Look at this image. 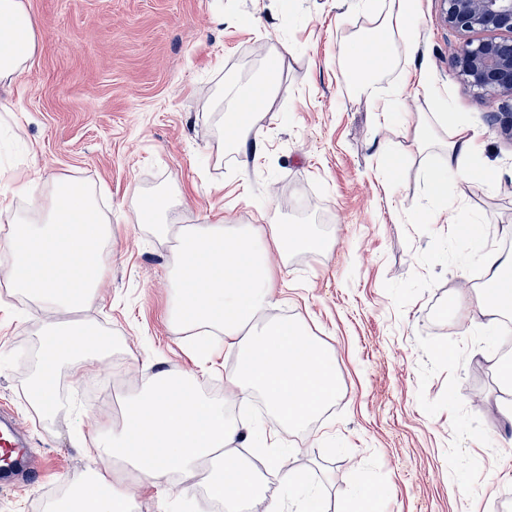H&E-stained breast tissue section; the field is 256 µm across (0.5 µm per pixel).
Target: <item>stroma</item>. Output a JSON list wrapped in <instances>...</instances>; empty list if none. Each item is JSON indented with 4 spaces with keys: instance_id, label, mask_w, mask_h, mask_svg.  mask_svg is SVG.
<instances>
[{
    "instance_id": "1",
    "label": "stroma",
    "mask_w": 512,
    "mask_h": 512,
    "mask_svg": "<svg viewBox=\"0 0 512 512\" xmlns=\"http://www.w3.org/2000/svg\"><path fill=\"white\" fill-rule=\"evenodd\" d=\"M38 29L27 68L0 86V197L27 206L20 187L76 178L102 188L112 211V259L76 318L112 334V357L57 373L75 412L42 420L25 399L39 350V304L0 283V408L27 425L43 473L9 487L0 512H46L73 476L93 466L97 418L117 395L161 370L224 387L237 355L200 372L170 321L169 242L139 221L168 190L182 191V224H306L326 249L288 256L269 317L299 321L331 353L338 394L329 414L281 435L298 482L321 512H353L370 493L385 512H497L512 497V387L500 376L501 331L478 298L482 255L512 226V136L490 120L512 101L455 75L462 37L441 0H423L417 54L428 91L390 70L397 91L377 120L343 77L346 49L372 34L356 0H26ZM289 52H281V44ZM273 95L249 118L260 156L235 151L219 122L265 77ZM444 112L477 133V182L449 179L435 194L437 150L418 151L409 123ZM479 223V238L449 235L447 217ZM455 303L444 322L434 312ZM139 487L136 512H211L199 493Z\"/></svg>"
}]
</instances>
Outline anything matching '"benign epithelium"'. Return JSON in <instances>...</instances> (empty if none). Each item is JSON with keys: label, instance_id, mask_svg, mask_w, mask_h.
I'll return each mask as SVG.
<instances>
[{"label": "benign epithelium", "instance_id": "obj_1", "mask_svg": "<svg viewBox=\"0 0 512 512\" xmlns=\"http://www.w3.org/2000/svg\"><path fill=\"white\" fill-rule=\"evenodd\" d=\"M448 26L461 34L497 31L502 36L467 39L454 68L469 87L512 100V0H442Z\"/></svg>", "mask_w": 512, "mask_h": 512}]
</instances>
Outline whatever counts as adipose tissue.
Returning <instances> with one entry per match:
<instances>
[{
    "mask_svg": "<svg viewBox=\"0 0 512 512\" xmlns=\"http://www.w3.org/2000/svg\"><path fill=\"white\" fill-rule=\"evenodd\" d=\"M361 2L382 36L349 44L353 66L345 78L382 116L391 111L394 96L380 91L370 76L395 64V43H402L411 63L404 81L429 85L426 69L413 64L422 39L421 0ZM36 49V24L25 0H0V83H11ZM413 140L417 148L439 149L443 172L477 179L471 166L479 150L476 137L466 126H448L446 113L417 115ZM26 194L30 207L14 213L12 230L0 243L6 257L0 278L44 312L27 398L41 417L50 418L60 411L58 368L93 363L118 347L71 316L97 293L105 271L102 254L112 247V213L100 208L95 190L67 179L55 181L47 195L32 180ZM182 203L175 194L146 215L157 237L176 242L169 262L175 297L170 319L181 334L196 337V349L223 337L225 348L237 353V367L220 403L199 394L192 381L163 370L149 387L125 397L120 418L98 421L92 436L96 466L70 479L65 512H134V485L163 487L172 473L204 468L209 491L221 497L225 512H246L263 487L236 443L264 446L267 437L302 427L336 399L335 369L326 350L297 321L265 316L280 280L269 254L284 260L302 247H328V240L300 224H179L173 213ZM484 270L485 287L498 292L497 315L512 316V254L488 252ZM256 393L268 408L259 434L226 413L227 406ZM229 473L234 483L226 482Z\"/></svg>",
    "mask_w": 512,
    "mask_h": 512,
    "instance_id": "ef3b65f1",
    "label": "adipose tissue"
}]
</instances>
